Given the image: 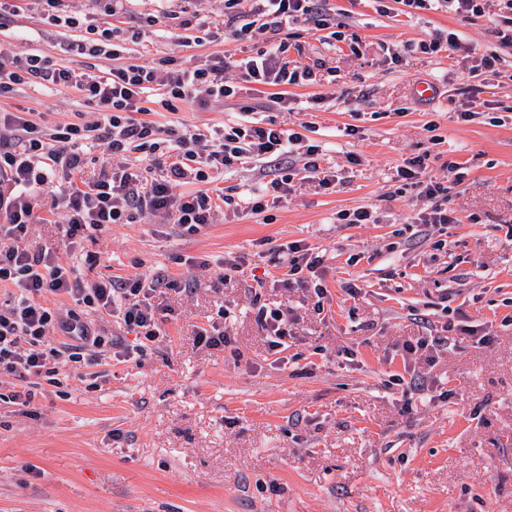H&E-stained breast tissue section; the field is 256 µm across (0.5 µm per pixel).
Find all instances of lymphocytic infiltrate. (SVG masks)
<instances>
[{
	"label": "lymphocytic infiltrate",
	"mask_w": 512,
	"mask_h": 512,
	"mask_svg": "<svg viewBox=\"0 0 512 512\" xmlns=\"http://www.w3.org/2000/svg\"><path fill=\"white\" fill-rule=\"evenodd\" d=\"M298 23L317 31L328 29V0H224V33L236 41L252 39L257 32L279 37L284 28ZM287 51V42L280 40L273 52L237 61L236 83L228 80L231 65L220 57L199 66L165 57L154 65L116 67L108 76L91 80L75 70L53 67L37 53L20 58L0 53V99L9 97L17 85L36 81L57 90H75L100 112L98 121L50 129L23 112L0 114V129L6 131L0 136V288L6 294L0 302V376L25 382L52 377L98 366L107 352L116 360H130L166 336L163 323L169 309L159 302V295L192 289L190 281L160 275L88 283L53 251L30 253L23 242L34 220L35 192L50 186L55 173H64L69 180L57 201L66 236L78 240L111 224L135 223L145 214L173 216L187 233L196 234L212 224L220 206L260 214L269 204L281 203L298 172L321 188L334 183V174L319 164L318 146H308L302 168L280 165V157L303 136L274 122L227 125L207 135L164 130L147 118L152 91L162 90V104L172 111L180 102L204 105L212 99H239L245 82L275 87L270 97L274 109H287V87L306 85L312 77L310 67L288 59ZM101 145L112 155V166L102 167L98 177L84 178L90 149ZM161 149L166 150L167 161L156 177L127 160L133 152L150 156ZM254 158L274 167L272 179L257 192L237 199L215 188L224 171ZM427 169L422 154L407 159L397 171L430 202L416 215V224L456 223L454 211L447 207V185L429 176ZM188 183L194 184V191L177 193V186ZM282 251L288 264L287 285L324 298L325 287L313 277L319 257L297 241L283 245ZM50 295L73 303V310L63 313L47 306ZM82 307L116 318L134 334L136 345L96 332L81 320ZM57 330L65 335L58 344L51 338Z\"/></svg>",
	"instance_id": "obj_1"
}]
</instances>
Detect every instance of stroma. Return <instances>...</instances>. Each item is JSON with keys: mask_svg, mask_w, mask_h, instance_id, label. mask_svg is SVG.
Instances as JSON below:
<instances>
[{"mask_svg": "<svg viewBox=\"0 0 512 512\" xmlns=\"http://www.w3.org/2000/svg\"><path fill=\"white\" fill-rule=\"evenodd\" d=\"M13 3L0 52H37L91 76L162 57L240 60L271 46L264 37L200 43L180 28L194 15L215 30L224 0H124L117 13L111 0H64L76 27L51 24L43 0ZM384 5L329 0L342 41L290 25L288 56L315 79L289 88V110L262 109L265 93H250L254 119L310 123L292 155L319 146L321 167L336 174L330 187L295 180L286 202L260 214L223 209L196 235L156 218L78 243L53 193L40 194L29 245L54 248L85 281L162 274L197 287L169 297L166 340L106 360L96 384L71 371L25 407L0 385V512H512V48L496 35L497 5L472 19ZM89 23L132 32L120 59L72 51ZM451 32L470 57L420 51ZM493 50L499 75L472 77L473 58ZM422 83L433 97L415 95ZM18 110L48 127L97 117L74 91L27 84L0 100V111ZM464 110L476 119L461 120ZM150 118L207 131L245 115L232 100L174 112L156 102ZM423 153L431 176L447 179L457 221L415 234L426 202L401 189L397 170ZM359 207L374 223L339 220ZM292 241L321 257L324 298L283 284L279 247ZM234 256L242 270L224 282L189 263ZM261 303L293 318L282 361L255 320ZM221 307L232 314L230 344L197 345L198 327ZM443 334L436 352L403 360L405 342Z\"/></svg>", "mask_w": 512, "mask_h": 512, "instance_id": "stroma-1", "label": "stroma"}]
</instances>
